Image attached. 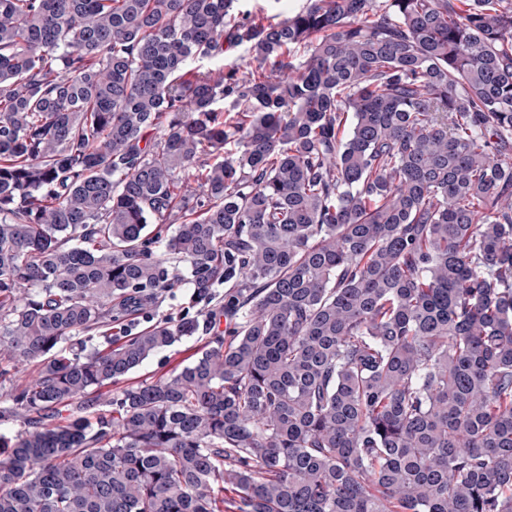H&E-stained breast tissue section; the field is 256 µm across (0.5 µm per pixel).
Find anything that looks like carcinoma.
I'll return each instance as SVG.
<instances>
[{"mask_svg": "<svg viewBox=\"0 0 512 512\" xmlns=\"http://www.w3.org/2000/svg\"><path fill=\"white\" fill-rule=\"evenodd\" d=\"M0 360V512H512V0H0ZM305 3L306 0H280L278 3L274 0H240L235 6L253 14H277L282 19L302 9ZM179 273L182 278L181 286L170 292L159 293L150 308L129 313L118 321H109L105 326L89 333L85 343L87 350L91 348L101 349L107 345L110 339L116 343L126 341L161 320L192 319L198 322L199 330L194 336L183 338L172 347L155 353L139 369L126 376L119 383L103 387L101 389L102 393L117 398L122 389L127 386L136 385L145 380L148 382L157 380L174 368L190 361L214 336H225L224 334H227V325H225L223 315L221 316L220 325L214 330L204 324L210 310L213 309L223 314L224 284L210 290V293H212L210 303V300L193 302L190 300L192 293L191 299L197 300L199 297L189 283L191 276L188 267L181 265ZM130 331L131 335H129Z\"/></svg>", "mask_w": 512, "mask_h": 512, "instance_id": "carcinoma-1", "label": "carcinoma"}]
</instances>
